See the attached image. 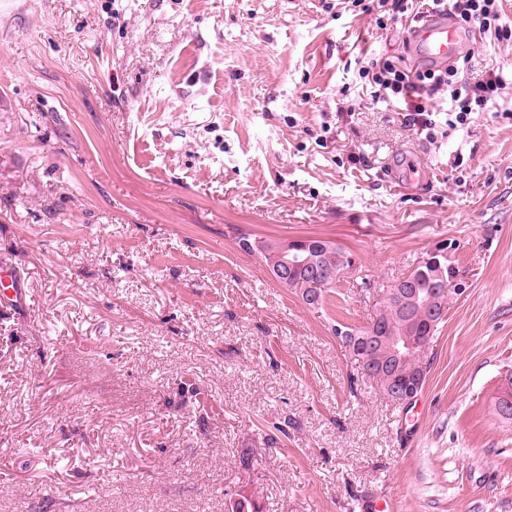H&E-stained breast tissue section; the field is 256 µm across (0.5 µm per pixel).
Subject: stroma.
<instances>
[{
	"label": "stroma",
	"instance_id": "1",
	"mask_svg": "<svg viewBox=\"0 0 512 512\" xmlns=\"http://www.w3.org/2000/svg\"><path fill=\"white\" fill-rule=\"evenodd\" d=\"M346 0H0V512H512V85L428 141L358 70ZM460 76L512 69L463 39ZM243 234L359 273L303 303ZM445 247L430 371L387 399L332 327ZM371 285L358 288L359 277ZM286 427L276 436V427ZM21 294L14 272L10 269L0 268V303L2 309L11 306L12 303H17Z\"/></svg>",
	"mask_w": 512,
	"mask_h": 512
}]
</instances>
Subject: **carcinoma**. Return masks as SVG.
Masks as SVG:
<instances>
[{
    "label": "carcinoma",
    "instance_id": "1",
    "mask_svg": "<svg viewBox=\"0 0 512 512\" xmlns=\"http://www.w3.org/2000/svg\"><path fill=\"white\" fill-rule=\"evenodd\" d=\"M237 245L244 253L259 255L275 280L285 288L299 289L301 298L308 305L319 302L322 292L336 284L337 272L349 270L355 265L354 255L331 241L324 245L313 238L279 241L243 234L238 237ZM284 252L300 254L310 258V261L294 267L288 271V278L282 279L278 268ZM455 274L456 271L448 264V260L442 258L439 265L433 266L424 258L400 281H394L387 286L381 285L383 289H390L400 284L406 289L407 295L413 298L409 315H404L397 300L388 294L384 297L379 314L367 326L354 329L337 323L332 327V332L345 347L350 345L353 337L366 334L379 338L405 337L413 344L412 358L408 366L403 369L382 368L389 355L388 346L385 345L364 349L360 358L361 367L383 389L387 387L390 379L411 382L421 389L425 383L427 367L420 359L427 350L426 342H434L445 317V314L434 313L432 309H439L441 304L448 301L449 285ZM234 496L238 497L237 505L241 507V512H263V505L256 495L240 490Z\"/></svg>",
    "mask_w": 512,
    "mask_h": 512
}]
</instances>
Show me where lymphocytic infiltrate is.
<instances>
[{
    "label": "lymphocytic infiltrate",
    "instance_id": "obj_1",
    "mask_svg": "<svg viewBox=\"0 0 512 512\" xmlns=\"http://www.w3.org/2000/svg\"><path fill=\"white\" fill-rule=\"evenodd\" d=\"M433 12L459 18L473 34L511 40L512 28L501 24L499 0H430ZM376 101L404 112L406 122L426 139L435 140L440 127L465 124L473 106H487L505 83L502 70L489 71L476 83H464L456 66L408 67L391 57L374 58L358 71Z\"/></svg>",
    "mask_w": 512,
    "mask_h": 512
}]
</instances>
